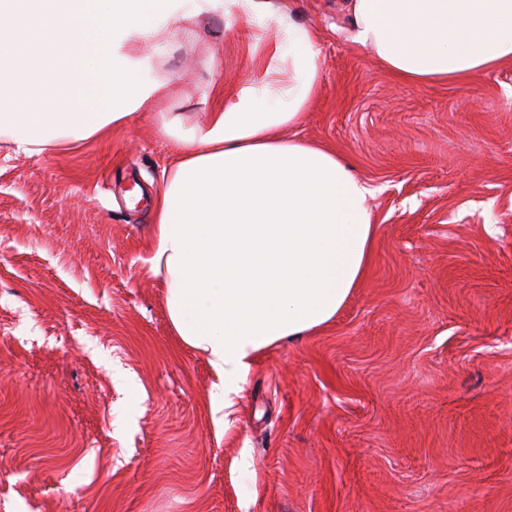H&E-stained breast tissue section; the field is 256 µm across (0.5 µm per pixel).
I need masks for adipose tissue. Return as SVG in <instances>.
Instances as JSON below:
<instances>
[{
	"mask_svg": "<svg viewBox=\"0 0 512 512\" xmlns=\"http://www.w3.org/2000/svg\"><path fill=\"white\" fill-rule=\"evenodd\" d=\"M269 40L261 75L181 128L152 215L150 269L170 322L205 352L213 410L235 405L266 350L345 306L369 262L372 188L322 146L288 139L320 87L316 33L263 0H0V140L25 153L95 136L160 102L147 46L215 9ZM352 40L408 85L512 62V0H346Z\"/></svg>",
	"mask_w": 512,
	"mask_h": 512,
	"instance_id": "1",
	"label": "adipose tissue"
}]
</instances>
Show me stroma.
<instances>
[{
  "label": "stroma",
  "instance_id": "1",
  "mask_svg": "<svg viewBox=\"0 0 512 512\" xmlns=\"http://www.w3.org/2000/svg\"><path fill=\"white\" fill-rule=\"evenodd\" d=\"M270 2L318 34L296 136L375 190L360 285L259 356L219 428L151 220L163 120L257 76L258 29L184 21L150 50L161 108L39 154L0 142V512H512V63L410 86L352 42L344 0Z\"/></svg>",
  "mask_w": 512,
  "mask_h": 512
}]
</instances>
